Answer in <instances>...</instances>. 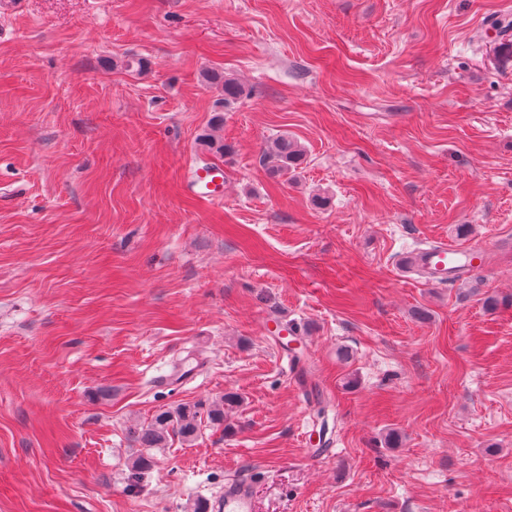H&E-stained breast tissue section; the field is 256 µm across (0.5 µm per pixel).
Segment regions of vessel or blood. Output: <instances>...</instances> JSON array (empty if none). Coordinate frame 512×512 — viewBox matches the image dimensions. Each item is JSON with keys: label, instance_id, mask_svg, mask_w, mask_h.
I'll list each match as a JSON object with an SVG mask.
<instances>
[{"label": "vessel or blood", "instance_id": "b4317fda", "mask_svg": "<svg viewBox=\"0 0 512 512\" xmlns=\"http://www.w3.org/2000/svg\"><path fill=\"white\" fill-rule=\"evenodd\" d=\"M188 192L209 199L224 195V170L220 167L198 169L186 185ZM482 249L433 245L404 254L399 261L401 274L426 273L431 283L451 285L466 276L480 262ZM215 512H254V496L249 483L236 481L225 485L214 505Z\"/></svg>", "mask_w": 512, "mask_h": 512}]
</instances>
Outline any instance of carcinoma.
Segmentation results:
<instances>
[{
    "label": "carcinoma",
    "instance_id": "carcinoma-1",
    "mask_svg": "<svg viewBox=\"0 0 512 512\" xmlns=\"http://www.w3.org/2000/svg\"><path fill=\"white\" fill-rule=\"evenodd\" d=\"M206 81L211 83L221 94L224 106H229L244 95V87L233 77L215 71L206 75ZM264 160L269 168L278 175H286L303 161L305 148L292 137L281 135L276 137L264 151ZM237 401L234 394H226L221 403L214 405L201 413L200 407L185 404L175 411H162L155 415L153 421L146 427L134 429L132 435L135 442L143 451L139 452L131 463V468L142 474L154 464L150 450L164 445L170 435H177L184 441L195 437L202 418L216 428H228L224 424V407L233 406Z\"/></svg>",
    "mask_w": 512,
    "mask_h": 512
}]
</instances>
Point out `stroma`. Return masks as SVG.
<instances>
[{
  "instance_id": "stroma-1",
  "label": "stroma",
  "mask_w": 512,
  "mask_h": 512,
  "mask_svg": "<svg viewBox=\"0 0 512 512\" xmlns=\"http://www.w3.org/2000/svg\"><path fill=\"white\" fill-rule=\"evenodd\" d=\"M495 19L512 0H0V512H191L232 478L256 512H512ZM212 70L245 87L217 128ZM210 162L223 199L184 192ZM436 242L487 264L402 277ZM227 393L232 431L132 476V428ZM264 160L278 175H287L303 161L305 148L300 142L285 135L277 136L264 151Z\"/></svg>"
}]
</instances>
